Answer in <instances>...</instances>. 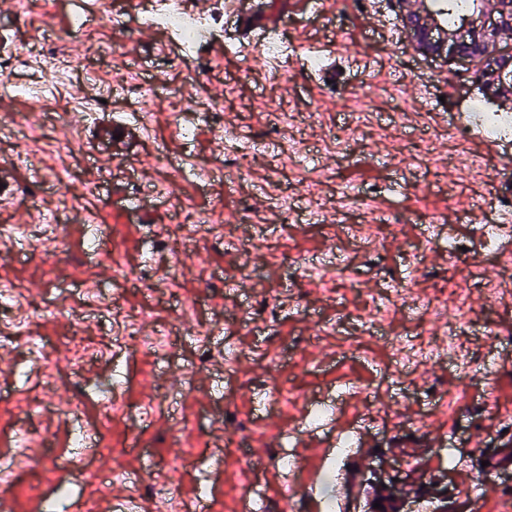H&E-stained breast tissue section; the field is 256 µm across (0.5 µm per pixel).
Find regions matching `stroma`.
<instances>
[{
    "label": "stroma",
    "instance_id": "obj_1",
    "mask_svg": "<svg viewBox=\"0 0 512 512\" xmlns=\"http://www.w3.org/2000/svg\"><path fill=\"white\" fill-rule=\"evenodd\" d=\"M158 2L98 0L86 11L80 0H17L0 16V55L23 43L56 47L76 61L73 79L86 93L77 101L59 84L40 96L37 58L9 73L30 92L11 98L21 125L0 126V163L18 173L0 202V448L20 462L0 480L7 508L37 512L52 479L38 445L66 447L79 403L92 425L112 407L93 462L115 473L110 495L132 494L128 469L145 479L204 455L198 480L143 494V512L189 501L201 482L213 490L212 512L244 494L277 512L288 481L295 512H310L315 478L348 512L359 495L351 457L408 484L433 477L452 486L447 512H512V474L482 468L512 441V268L489 259L512 251L498 231L512 208V131L482 151L481 177L457 162L473 152L467 113L512 115V101L487 95L475 67L419 53L392 0H328L309 13L298 0H264L278 20L273 60L231 18L212 32L228 42L224 56L201 45L187 55L166 30L142 31ZM102 44L110 55L98 54ZM131 48L137 60L122 64ZM145 81L154 87L146 108L136 90ZM173 84L222 99L226 121L176 111ZM145 111L150 124L129 157L99 155L97 123ZM308 112L313 122L275 135L281 114ZM355 112L366 121L337 148ZM189 123L190 141L181 134ZM228 127L236 141L225 142ZM125 195L138 196L140 210L114 209ZM204 207L223 235L184 234L169 263L164 232ZM66 220L67 244L52 249ZM96 224L110 225L112 249L90 266L85 239ZM372 224L379 241L366 248ZM474 266L479 283L455 291L465 333L454 348L407 361L412 336L436 338L423 325L439 284ZM117 299L138 314L135 329L112 322ZM374 299L384 318L370 329ZM164 325L173 351L142 352L140 338ZM78 355L76 376L68 360ZM46 387L38 430L19 432ZM341 433L361 446L322 460ZM134 439L151 451L147 466L130 453ZM298 442L307 466L292 473L276 454ZM252 449L278 478L252 474Z\"/></svg>",
    "mask_w": 512,
    "mask_h": 512
}]
</instances>
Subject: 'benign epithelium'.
<instances>
[{
	"label": "benign epithelium",
	"mask_w": 512,
	"mask_h": 512,
	"mask_svg": "<svg viewBox=\"0 0 512 512\" xmlns=\"http://www.w3.org/2000/svg\"><path fill=\"white\" fill-rule=\"evenodd\" d=\"M395 4L418 52L475 63L488 93L512 98V51L500 47L501 33L512 30V0H493L490 7L480 0L476 11L454 26L442 23L425 2L395 0Z\"/></svg>",
	"instance_id": "benign-epithelium-1"
}]
</instances>
